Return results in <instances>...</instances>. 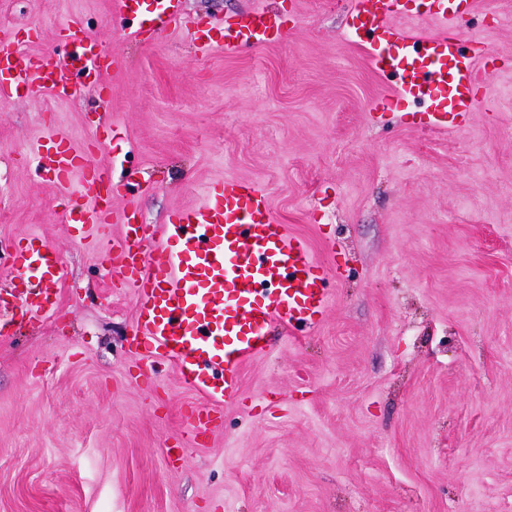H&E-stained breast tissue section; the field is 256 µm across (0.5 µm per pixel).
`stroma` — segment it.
<instances>
[{
	"instance_id": "stroma-1",
	"label": "stroma",
	"mask_w": 512,
	"mask_h": 512,
	"mask_svg": "<svg viewBox=\"0 0 512 512\" xmlns=\"http://www.w3.org/2000/svg\"><path fill=\"white\" fill-rule=\"evenodd\" d=\"M472 2L445 29L492 56L484 103L434 133L348 36L353 0H300L278 43L204 61L113 0H0L18 57H65L77 16L112 58L97 90L0 100V280L34 235L68 271L51 317L0 331V512H512V0ZM55 131L90 160L65 189L32 152ZM99 164L147 224L255 184L326 268L322 321L272 335L203 445L182 422L201 395L132 345L121 225L65 222Z\"/></svg>"
}]
</instances>
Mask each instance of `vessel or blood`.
Instances as JSON below:
<instances>
[{
	"label": "vessel or blood",
	"instance_id": "1",
	"mask_svg": "<svg viewBox=\"0 0 512 512\" xmlns=\"http://www.w3.org/2000/svg\"><path fill=\"white\" fill-rule=\"evenodd\" d=\"M462 2L430 0L427 13L439 24L455 23ZM117 5L141 15V32L184 31L206 56L266 46L281 36L284 26L279 16L258 11L233 24L203 29L190 26L182 0H117ZM400 7V0H355L347 26L355 36L368 37L374 69L399 73L401 95L424 103L429 130L448 131L451 120L466 122L478 108L473 87L480 64L448 33L423 37L393 27L390 20ZM73 35L85 60L87 85L96 87L102 68L97 42L79 28ZM4 72L9 78L0 82L1 99L34 87L57 98L74 94L65 62L53 64L41 56L23 61L4 49L0 74ZM33 151L59 185L69 183L77 158L72 148L38 142ZM116 191L111 168H97L83 186L90 204L72 206L69 223H105ZM123 227L106 253L137 295L134 341L163 351L183 386L204 397V404L184 417L186 440L197 442L220 428L224 401L237 391L242 367L267 352L273 327L312 321L323 313L324 268L305 243L288 236L262 189L235 181L215 183L205 203L172 212L165 230L177 238L178 250L156 242V227L141 223L136 213L124 214ZM33 271L39 280L35 288L29 285ZM66 275L47 244L21 248L7 282L17 289L22 317L53 312L57 286ZM219 365L224 377L217 384L212 374Z\"/></svg>",
	"mask_w": 512,
	"mask_h": 512
}]
</instances>
